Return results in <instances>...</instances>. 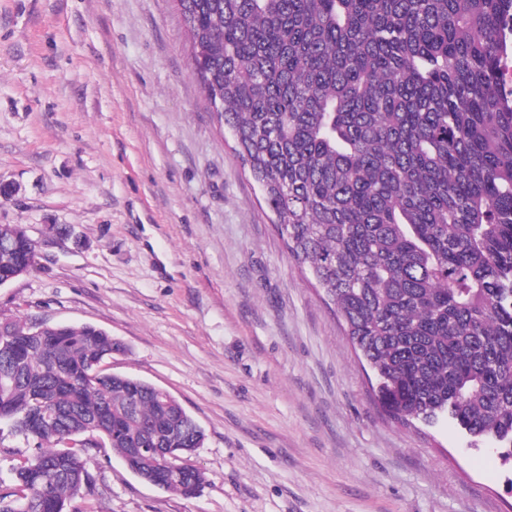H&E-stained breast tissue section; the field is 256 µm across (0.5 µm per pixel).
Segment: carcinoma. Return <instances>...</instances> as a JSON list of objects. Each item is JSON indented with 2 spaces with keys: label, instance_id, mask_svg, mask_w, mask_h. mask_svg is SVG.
<instances>
[{
  "label": "carcinoma",
  "instance_id": "obj_1",
  "mask_svg": "<svg viewBox=\"0 0 512 512\" xmlns=\"http://www.w3.org/2000/svg\"><path fill=\"white\" fill-rule=\"evenodd\" d=\"M194 73L298 264L401 420L447 418L512 459V0H178ZM0 280L30 260L16 224ZM89 324L0 319V512H83L87 425L133 474L193 496L202 427L105 373ZM6 449L0 451V477H7L11 469L17 465L20 454L18 452L25 451L24 444L18 439H6L4 442Z\"/></svg>",
  "mask_w": 512,
  "mask_h": 512
}]
</instances>
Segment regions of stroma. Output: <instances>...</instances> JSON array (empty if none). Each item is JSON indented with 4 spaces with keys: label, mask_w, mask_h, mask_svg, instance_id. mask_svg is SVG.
Here are the masks:
<instances>
[{
    "label": "stroma",
    "mask_w": 512,
    "mask_h": 512,
    "mask_svg": "<svg viewBox=\"0 0 512 512\" xmlns=\"http://www.w3.org/2000/svg\"><path fill=\"white\" fill-rule=\"evenodd\" d=\"M0 224L61 235L0 314L88 323L204 428L184 497L93 452L86 512H512V462L403 424L296 264L191 66L177 0H0Z\"/></svg>",
    "instance_id": "1"
}]
</instances>
